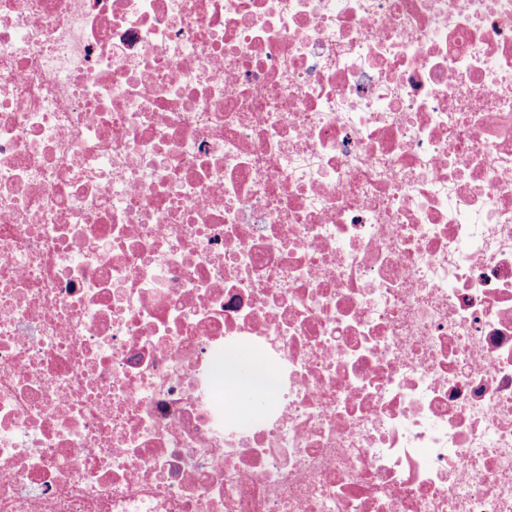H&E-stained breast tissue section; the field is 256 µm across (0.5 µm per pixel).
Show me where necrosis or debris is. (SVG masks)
Instances as JSON below:
<instances>
[{"instance_id": "4bbe7bcc", "label": "necrosis or debris", "mask_w": 512, "mask_h": 512, "mask_svg": "<svg viewBox=\"0 0 512 512\" xmlns=\"http://www.w3.org/2000/svg\"><path fill=\"white\" fill-rule=\"evenodd\" d=\"M0 512H512V0H0ZM216 383H224V398L228 407L239 418L248 414L243 402L249 395H272L276 389V375L263 354L244 351L230 361H219L213 369Z\"/></svg>"}]
</instances>
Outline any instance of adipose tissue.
I'll list each match as a JSON object with an SVG mask.
<instances>
[{
	"label": "adipose tissue",
	"instance_id": "adipose-tissue-1",
	"mask_svg": "<svg viewBox=\"0 0 512 512\" xmlns=\"http://www.w3.org/2000/svg\"><path fill=\"white\" fill-rule=\"evenodd\" d=\"M216 383L224 387L228 407L238 417H246L248 411L244 399L249 395H270L276 389V375L263 354L244 351L232 360L217 362L213 369Z\"/></svg>",
	"mask_w": 512,
	"mask_h": 512
}]
</instances>
